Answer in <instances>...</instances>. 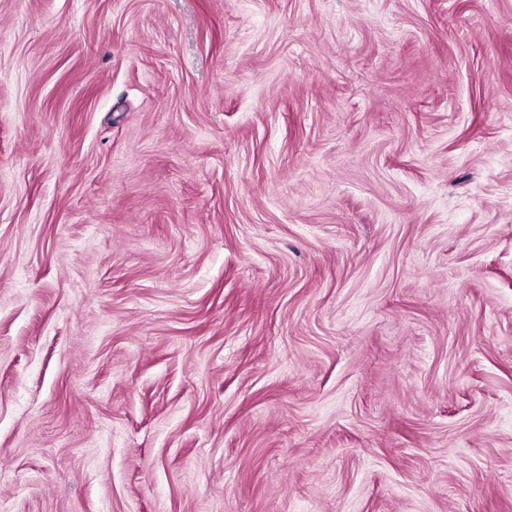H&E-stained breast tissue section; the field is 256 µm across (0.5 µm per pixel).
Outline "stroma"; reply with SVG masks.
<instances>
[{"mask_svg":"<svg viewBox=\"0 0 512 512\" xmlns=\"http://www.w3.org/2000/svg\"><path fill=\"white\" fill-rule=\"evenodd\" d=\"M0 512H512V0H0Z\"/></svg>","mask_w":512,"mask_h":512,"instance_id":"1","label":"stroma"}]
</instances>
